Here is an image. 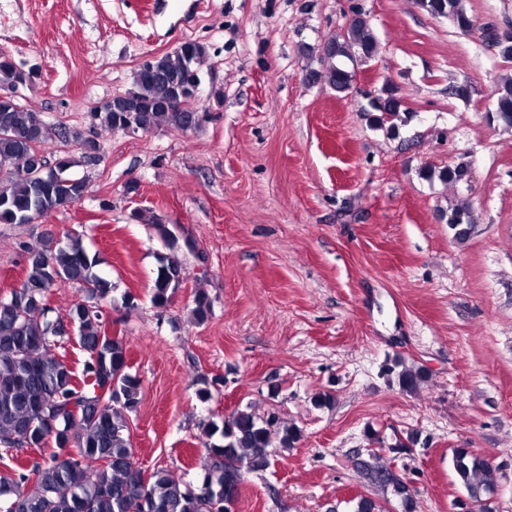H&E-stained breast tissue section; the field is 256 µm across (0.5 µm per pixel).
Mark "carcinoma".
<instances>
[{"label":"carcinoma","mask_w":512,"mask_h":512,"mask_svg":"<svg viewBox=\"0 0 512 512\" xmlns=\"http://www.w3.org/2000/svg\"><path fill=\"white\" fill-rule=\"evenodd\" d=\"M417 4L462 32L475 27L463 0H417ZM376 48L368 20L354 14L334 46L321 48L325 86L338 95L347 93L354 72L342 59H370ZM205 57V46L195 40L159 56L154 73L137 70L133 87L115 96L111 107L94 113V125L112 131L131 118L145 133L161 126L195 129L194 113L171 101L194 94L185 79L188 71L199 70ZM369 105L376 129L392 133L410 118L399 106L393 85L383 87ZM493 112L494 122L512 129V76L501 80ZM51 137V129L35 113L0 99V164L13 167L10 176H0V224H28L83 198L87 183L74 167L94 157L95 141H80L78 157L68 151L54 155L57 178L41 189L22 164L33 142L45 145ZM425 176L454 184L467 180L469 171L460 163L430 169ZM444 216L455 238L469 236L473 220L468 202L458 201ZM23 251L27 269L21 292L0 300V459H13L28 448L52 450L30 470L12 467L0 472V512H230L224 500L239 499L242 465L263 469L275 453L272 440L288 449L301 438L300 428L283 424L275 414L261 419L236 410L223 426L208 425L207 436L218 433L221 440L205 443L206 465L199 485L181 481L163 468L145 474L135 458L128 420L141 402L142 381L131 372L123 339L105 332L99 302L110 292V284L94 273L97 260L77 236L64 245L52 241L36 248L25 245ZM59 280L78 285L82 292L70 316L75 345L82 354L79 371L53 353L65 341L64 324L45 318L47 292ZM182 281L179 261L162 263L150 288L152 303L166 306ZM210 312L208 295L196 293L193 319L202 324ZM396 378L406 393L419 391L427 381L423 369L406 365ZM452 466L469 502L488 512L486 500L494 493L497 468L466 448L453 450ZM361 467L401 500L404 512H414L411 492L391 477L390 468L365 460Z\"/></svg>","instance_id":"obj_1"}]
</instances>
